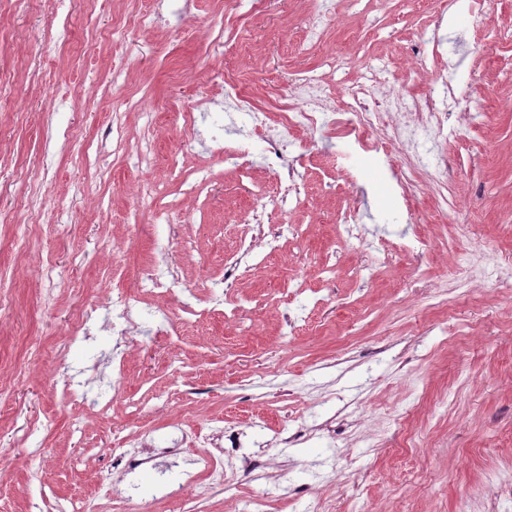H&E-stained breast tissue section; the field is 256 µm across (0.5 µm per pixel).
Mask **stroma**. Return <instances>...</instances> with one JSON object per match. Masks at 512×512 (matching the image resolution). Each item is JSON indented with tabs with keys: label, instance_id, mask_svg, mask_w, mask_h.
Returning <instances> with one entry per match:
<instances>
[{
	"label": "stroma",
	"instance_id": "obj_1",
	"mask_svg": "<svg viewBox=\"0 0 512 512\" xmlns=\"http://www.w3.org/2000/svg\"><path fill=\"white\" fill-rule=\"evenodd\" d=\"M321 9L325 32L300 54L304 19ZM486 10L487 27L448 0H386L379 10L367 0H268L260 15L249 0H28L0 10V210L15 224L28 221L26 172L40 175L28 249L14 250L15 224H0V271L15 291L0 316V512L92 499L126 440L145 434L162 446L180 427L247 434L267 479L246 469L227 489L186 486L198 452L189 443L178 460L115 480L103 512H128L131 498L143 512H245L232 500L255 492L270 495L271 512H308L318 497L335 512L354 501L377 512H456L463 497L471 512H512V497L486 484L489 472L512 473V0H488ZM127 15L147 22L113 36ZM66 25L78 47L55 50ZM328 57L346 63L335 75L340 103L371 71L387 101L437 89L441 70L466 76L465 105L448 113L452 136L391 145L400 165L419 170L410 194L420 222L406 221L374 160L357 184L344 182L336 150L347 125L282 130L304 174L291 210L275 206L276 177L263 161L242 175L212 151L213 130L241 120L225 80L276 113L295 77ZM195 108L207 118L192 126L185 114ZM116 123L122 155L112 150ZM201 168L207 182L186 195ZM260 188L269 205L259 232L297 224L302 233L268 256L239 231ZM346 207L360 232L335 251ZM416 235L430 245L425 257L402 247ZM158 241L171 242L166 262L187 285L236 260L248 268L235 289L255 306L249 332L215 317L161 335L150 300L130 344H119L104 313L82 323L98 303L135 293ZM374 242L383 264L368 278ZM466 251L491 260L484 282L454 271ZM48 262L59 283L50 300L39 280ZM331 265L335 277L321 278ZM294 279L320 301L291 328L284 299ZM119 354L136 408L113 400L99 414L61 403L66 378L110 396ZM48 412L56 426L44 455L16 457L30 422ZM284 428L298 434L286 446L275 438ZM181 485L183 496L163 498L162 488Z\"/></svg>",
	"mask_w": 512,
	"mask_h": 512
}]
</instances>
